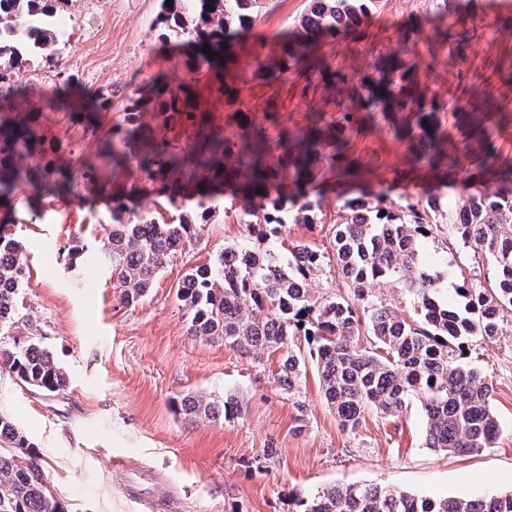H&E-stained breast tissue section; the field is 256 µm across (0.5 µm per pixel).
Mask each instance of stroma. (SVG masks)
<instances>
[{
  "instance_id": "stroma-1",
  "label": "stroma",
  "mask_w": 512,
  "mask_h": 512,
  "mask_svg": "<svg viewBox=\"0 0 512 512\" xmlns=\"http://www.w3.org/2000/svg\"><path fill=\"white\" fill-rule=\"evenodd\" d=\"M307 8L308 0H264L260 22L237 48L233 104L210 95V75L202 72V107L220 123L231 110L259 118L273 104L282 122L304 125L314 113L329 111L333 98L364 93L382 77L384 60L396 58L421 100L448 106L439 115L448 181L437 183L416 167L409 140L395 137L388 121L375 116L351 141L359 180L349 183L337 170H323L311 195L314 223L258 230L239 206H224L196 225L133 305L117 299L110 267L71 253L77 241L99 251L111 194L133 182L131 171L101 168L96 190L77 179L64 197L36 206L19 196L1 203L9 232L26 246L20 312L68 384L60 395L46 396L0 370V414L42 457L47 487L63 512H146L124 494L125 476L112 467L118 455L155 471L177 502L175 512H301L318 491L350 484L427 499L512 490V323L496 341L475 336L469 342V361L487 375L501 425L493 447L471 456L426 447L419 402L396 416L367 411L356 430H346L330 411L314 367L289 394L274 378V361L189 331L178 284L189 267L212 261L224 247L272 248L284 258L293 245L306 243L329 253L347 199L381 195L390 207L422 203L434 193L448 214L472 193L495 188V174L479 166L488 148L512 165V0H493L477 11L481 38L463 59L448 51V22L438 17L436 0H374L368 22L354 34L316 48L344 82H311L293 71L272 82L253 79L274 48L273 36ZM159 11L160 0H70L58 14L66 40L63 73L89 92L117 91L93 132L70 113L42 111L40 125L59 163L95 154L101 135L121 119L122 95L132 84L159 73L172 85L185 78V56L162 40ZM422 256L447 273L448 299L456 301L458 246L438 233L424 240ZM228 393L243 407L228 422L191 418L174 405L193 396L219 406ZM268 448L274 451L269 458Z\"/></svg>"
}]
</instances>
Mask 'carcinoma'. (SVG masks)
I'll list each match as a JSON object with an SVG mask.
<instances>
[{"label": "carcinoma", "mask_w": 512, "mask_h": 512, "mask_svg": "<svg viewBox=\"0 0 512 512\" xmlns=\"http://www.w3.org/2000/svg\"><path fill=\"white\" fill-rule=\"evenodd\" d=\"M69 2L0 0V203L20 194L35 201L60 197L74 180L51 157L38 114L19 111L22 101L37 95L49 111L66 112L72 100L87 96L95 111L85 113V121L93 129L96 113L112 107V90L89 96L72 77L48 90L12 80L15 70L34 62L48 69L60 66L61 35L54 18ZM166 2L160 0L158 23L165 40L189 49V78L175 88L162 75L134 86L125 97L122 120L101 140L96 160H81L77 169L90 184L102 166H132L138 173L129 187L112 194L107 236L96 254L111 265L124 304L144 297L170 255L191 238V211L211 216L216 197L227 189L251 224L314 223L309 189L322 169L336 167L354 176L348 148L359 132L361 110L381 114L395 134L415 139L417 164L438 166V113L459 107L427 106L409 85L394 91L383 79L366 87L358 102L336 100L333 111L304 129L281 124L274 106L260 119L235 112L225 124H216L201 108L194 75L207 69L213 74L210 94L232 99L234 49L260 20L263 0H172L170 7ZM309 2V11L294 26L275 35L279 54L254 76L276 80L303 62L323 73L326 65L313 54L316 46L365 23L373 0ZM438 5L450 29L481 7L479 0H438ZM206 45L216 58L203 53ZM401 112L418 114L417 129L393 122ZM147 113L164 128L180 127L188 144L157 134L144 121ZM134 194L156 195L157 206L173 208L177 216L164 220L129 207ZM344 209L334 229L333 254L349 295L314 299L307 277L326 256L307 244L295 245L285 263L272 248H226L209 263L190 268L178 287L177 298L191 313L192 334L221 337L224 345L248 355L280 353L275 377L284 391L294 387L306 364H313L344 428H358L370 409L399 414L416 398L426 416V447L459 456L491 447L501 431L490 404L492 386L465 360L464 344L472 336L502 335L504 314L512 313V171L501 174L496 189L470 195L446 225L448 236L464 248L456 288L460 301L453 305L442 298V274L420 259L422 240L441 229L436 195L422 207L387 210L359 200L346 202ZM25 277L24 244L0 225V337H12L0 344V369L58 395L67 379L53 355L33 338L22 343L13 338L20 332L18 295ZM374 283L402 289L412 298L415 315H396L372 293ZM361 334L373 337L370 349L356 341ZM176 405L187 416L208 420H229L242 411L233 394L224 397L221 409L191 396ZM0 439L17 449L15 454L0 450V512H61L46 487L39 455L2 415ZM303 512H512V492L429 500L377 485H348L315 494Z\"/></svg>", "instance_id": "1"}]
</instances>
